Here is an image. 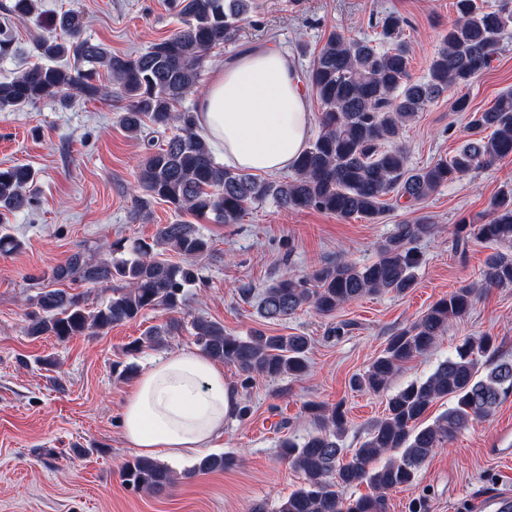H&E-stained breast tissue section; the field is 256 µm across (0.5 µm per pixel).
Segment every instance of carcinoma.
<instances>
[{
    "label": "carcinoma",
    "instance_id": "obj_1",
    "mask_svg": "<svg viewBox=\"0 0 512 512\" xmlns=\"http://www.w3.org/2000/svg\"><path fill=\"white\" fill-rule=\"evenodd\" d=\"M184 26L132 55L112 53L84 37L86 18L68 10L52 19L51 29L35 37L39 60L9 81H0V112H24L43 100L64 105L75 98L94 100L114 95L125 102L120 124L145 153L133 196L137 218L150 214L156 201L182 214L218 224H238L253 205L272 202L284 210L316 209L342 219L374 221L384 198L395 196L420 203L454 177L512 154V90L493 106L471 113L469 127L492 129L461 146L448 160L411 167L406 150L397 145L402 131L431 101L454 87L468 84L487 68L512 27V7L486 9L477 0H456L457 22L443 37L426 76L410 78L405 19L397 13L374 21L376 47L340 32L329 34L301 75L321 105L320 132L293 164L288 180H259L216 161L207 141L196 131L195 115L177 105L197 91L208 55L232 43L251 0H174ZM38 0H12L4 5L11 16L38 11ZM171 131L158 146L155 134ZM35 172L25 164L0 168V223L30 202L27 194ZM425 218L397 224L378 248L377 258L359 265L338 260L296 276L284 274L268 286L257 306L258 316L274 323L311 307L330 316L365 295L405 294L415 286L421 258L414 243L428 236ZM470 242L512 244V187L494 198L491 218L457 225L454 245ZM171 248L184 256L209 254L210 242L185 221L158 226L154 238L132 244L119 239L112 256L90 259L77 253L64 266L51 268L52 281L113 284L112 298L90 309L77 294L60 289L40 293L36 309L27 313L30 336L65 341L90 330L104 331L133 321L146 310L173 312L186 288L204 283L194 264L179 265L159 258ZM512 286V253H497L487 262L481 287ZM478 288L465 286L440 298L411 325L390 337L382 355L352 386L385 393L405 362L428 353L439 336L471 309ZM171 320L152 326L125 347L136 356L143 345L160 347L178 329ZM195 342L216 361L233 366L250 379L298 378L308 369V337L268 335L255 329L245 337L224 333V326L197 316ZM512 394V361L497 357L492 337L481 336L458 346L424 381L411 382L388 395L385 413L372 421L357 448H345L347 416L343 403L308 402L304 413L315 431L299 442L284 438L278 457L304 475V485L280 499L275 512H386L383 492L415 483L424 463L462 431L496 412ZM451 401L448 411L422 425L433 403ZM236 458L224 454L200 457L187 475L231 469ZM123 482L136 490L159 494L175 483L173 471L157 460L138 457L121 467ZM367 484L374 494L357 499L341 490Z\"/></svg>",
    "mask_w": 512,
    "mask_h": 512
}]
</instances>
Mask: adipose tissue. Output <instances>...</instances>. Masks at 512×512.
<instances>
[{"label": "adipose tissue", "mask_w": 512, "mask_h": 512, "mask_svg": "<svg viewBox=\"0 0 512 512\" xmlns=\"http://www.w3.org/2000/svg\"><path fill=\"white\" fill-rule=\"evenodd\" d=\"M195 114L200 134L225 165L251 173L287 170L311 135L309 94L292 59L274 46L218 69ZM239 404L223 368L186 347L140 375L122 408L124 439L140 455L186 460L215 447Z\"/></svg>", "instance_id": "adipose-tissue-1"}]
</instances>
